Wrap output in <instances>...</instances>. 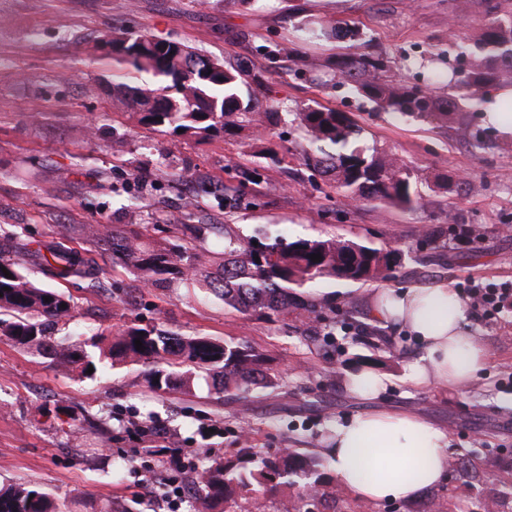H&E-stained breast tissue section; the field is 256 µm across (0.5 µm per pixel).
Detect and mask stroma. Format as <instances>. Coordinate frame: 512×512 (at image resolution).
<instances>
[{
  "label": "stroma",
  "instance_id": "1",
  "mask_svg": "<svg viewBox=\"0 0 512 512\" xmlns=\"http://www.w3.org/2000/svg\"><path fill=\"white\" fill-rule=\"evenodd\" d=\"M461 0H0V240L43 249L70 227L138 222L147 238L188 244L190 225L227 224L251 234L274 224L289 240L339 237L398 252L385 279L316 282L307 292L349 312L346 323L289 314L274 321L225 309L189 282L144 287L137 275L98 254L96 287L56 280L39 263L28 276L70 295L67 331L90 335L130 326H155L182 336L247 341L270 358L279 385L239 395L206 387L186 394L152 392L139 366L74 377L39 355L0 341V482H24L79 503L81 512H168L141 487L144 432L127 422L160 428L168 451L234 459L240 449L265 454L294 448L314 454L337 425L371 410L410 413L446 433L454 466L445 483L414 502L370 504L325 479L314 512H512V308L493 317L466 308L463 331L486 353L469 382L414 388L403 376L419 354L405 331L377 327L370 296L379 288L443 283L455 292L472 285L512 289V150L481 119L484 142L473 147L453 129L405 121L376 111L350 85L330 79L336 53L365 49L390 63L407 57L424 80L458 65L453 36L472 35L483 23L478 4ZM346 27L342 41L301 43L302 59L280 54L295 29L310 19ZM120 33L182 43L226 66L265 69L257 89L264 103L294 111L315 103L346 113L362 129L361 145L393 154L413 169L422 207L375 202L346 205L332 184L300 160L307 143L278 128L258 143L247 137L204 141L138 123L112 105V88L154 79L117 63L104 47ZM445 50L444 60H431ZM97 132L89 134L88 117ZM271 147L261 184L246 194L257 207L224 204L237 171L255 166ZM463 176L461 192L440 189L436 174ZM210 196L198 198L199 183ZM436 228L435 237L425 235ZM368 365L391 376L371 399L352 394L346 376ZM216 424L220 433L202 439ZM299 487L247 493L230 512H298Z\"/></svg>",
  "mask_w": 512,
  "mask_h": 512
}]
</instances>
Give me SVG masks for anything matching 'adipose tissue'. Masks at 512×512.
Wrapping results in <instances>:
<instances>
[{
	"mask_svg": "<svg viewBox=\"0 0 512 512\" xmlns=\"http://www.w3.org/2000/svg\"><path fill=\"white\" fill-rule=\"evenodd\" d=\"M380 327L398 326L421 344L407 367L412 386L464 384L486 361L482 345L464 335V307L444 284L373 292ZM448 437L411 414L378 410L337 427L322 454L338 485L367 503L411 502L448 477Z\"/></svg>",
	"mask_w": 512,
	"mask_h": 512,
	"instance_id": "1",
	"label": "adipose tissue"
}]
</instances>
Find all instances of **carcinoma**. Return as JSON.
Masks as SVG:
<instances>
[{"mask_svg": "<svg viewBox=\"0 0 512 512\" xmlns=\"http://www.w3.org/2000/svg\"><path fill=\"white\" fill-rule=\"evenodd\" d=\"M479 4L485 24L476 39L458 46L468 58V68L448 71V93L440 95L433 87L400 76L384 78L383 60L369 53L337 58L333 77L350 84L379 111L454 124L462 137L479 147L482 140L470 128V117L478 111V94L512 85V0H479ZM318 25L309 30V39L346 35L331 21L320 20ZM112 54L118 63L161 81L156 87L121 84L113 96L116 108L134 111L145 125L199 139L220 133L234 137L246 129L259 138L288 121L310 144L302 153L305 165L332 181L345 200L402 209L421 206L408 166L394 156L369 153L359 146L361 129L346 114L321 105L288 114L243 93L242 87L265 82L263 69L244 73L186 46L142 34L112 39ZM214 228L197 224L194 244L174 248L144 240L129 224L81 227L77 235L85 247L76 250L59 242L49 251L47 263L57 279L92 281L96 275L92 254L110 249L112 257L135 271L149 288L187 279L224 303V308L263 320L298 310L316 312L303 290L317 279L368 281L397 264L394 250L335 237L289 241L281 230L266 227L251 237L224 232V251L214 255L204 246ZM313 254L320 255V261H312ZM25 264L15 247L0 242V338L49 355L65 372L84 375L98 363L137 365L144 368L148 387L159 393L189 392L200 380L214 376L217 393L273 386L266 355L242 341L128 327L106 338L101 348L92 343L99 348L94 355L86 341L56 336L59 326L73 317L74 304L62 291L32 282L24 274ZM3 267L9 274L1 271ZM137 339L143 344L141 350L136 349ZM322 467L321 461L293 448L236 464L215 458L194 477L192 512H216L219 505L231 504L244 492L266 493L296 484L315 489L322 483ZM66 507L51 493L24 482L0 487V512H63Z\"/></svg>", "mask_w": 512, "mask_h": 512, "instance_id": "1", "label": "carcinoma"}]
</instances>
